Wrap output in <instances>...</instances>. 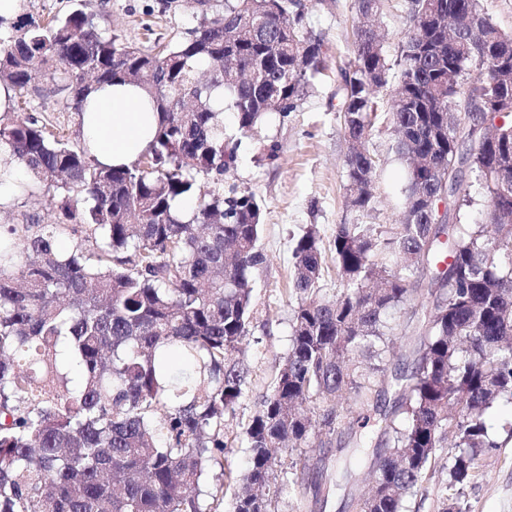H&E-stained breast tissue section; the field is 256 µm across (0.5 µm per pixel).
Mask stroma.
Instances as JSON below:
<instances>
[{
	"label": "stroma",
	"mask_w": 512,
	"mask_h": 512,
	"mask_svg": "<svg viewBox=\"0 0 512 512\" xmlns=\"http://www.w3.org/2000/svg\"><path fill=\"white\" fill-rule=\"evenodd\" d=\"M303 3L310 28L324 42L325 68L313 89L299 101L296 111L267 114L247 136L239 134L234 113H224L225 134L239 141L227 180L260 200L263 224L258 245L266 256L265 265L255 274L253 318L242 342L251 384L234 413L224 419L223 460L239 471L246 469L249 458L245 428L288 353L293 246L310 225H317L323 240L328 241L337 225L359 220L346 204V142L337 95L339 69L354 57L355 0ZM84 7L94 13L103 34L118 35L123 42L139 47L148 46L156 37L179 40L202 15L196 0H22L17 18L44 22ZM379 21L386 33L385 53L388 59H395L410 26L406 0H382ZM64 102V96L50 94L34 100L32 107L40 124L76 146L81 142L78 115L65 111ZM271 145L277 148L272 158L267 155ZM367 149L377 162L374 210L367 221L396 223L404 201L406 166L395 154L388 104L378 109ZM29 214L48 224L66 221L54 191L35 185L29 193L0 206V225L22 223ZM510 421L512 403L500 402L489 414L496 446L480 459L483 478L465 489L468 512H512V439L505 431ZM368 455L365 448L330 452L333 485L322 512H343L347 498L366 490Z\"/></svg>",
	"instance_id": "1"
}]
</instances>
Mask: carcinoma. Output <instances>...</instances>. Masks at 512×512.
<instances>
[{"instance_id": "carcinoma-1", "label": "carcinoma", "mask_w": 512, "mask_h": 512, "mask_svg": "<svg viewBox=\"0 0 512 512\" xmlns=\"http://www.w3.org/2000/svg\"><path fill=\"white\" fill-rule=\"evenodd\" d=\"M379 6L357 0L354 59L341 72L347 206L374 209L366 140L396 66L403 208L396 224L336 225L330 297L317 228L297 240L288 356L246 428L249 469L212 475L232 489L233 512H274L286 458L288 483L322 506V448L345 434L359 446L370 425L373 487L353 512H412L443 450L442 512H465L480 455L498 447L487 414L512 403V111L473 109L512 90V34L481 0H408L411 27L391 63L370 31ZM305 18L301 0H224L151 49L102 35L85 10L0 20V84L15 98L46 80L81 113L97 86L137 81L163 114L150 149L120 169L33 116H0V178L25 169L85 226L67 253L55 242L66 225L33 215L0 234V512H219L202 486L224 456V418L249 387L233 354L266 257L261 203L224 186L237 144L224 139L214 97L229 99L243 133L268 112L294 111L322 66ZM465 170L489 199L488 224L460 223L477 204ZM186 197L195 209L183 221L173 202ZM424 293L432 302L386 410L389 315Z\"/></svg>"}]
</instances>
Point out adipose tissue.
<instances>
[{"mask_svg": "<svg viewBox=\"0 0 512 512\" xmlns=\"http://www.w3.org/2000/svg\"><path fill=\"white\" fill-rule=\"evenodd\" d=\"M162 115L136 84L114 82L98 86L81 115L82 143L101 165H133L154 141Z\"/></svg>", "mask_w": 512, "mask_h": 512, "instance_id": "ef3b65f1", "label": "adipose tissue"}]
</instances>
